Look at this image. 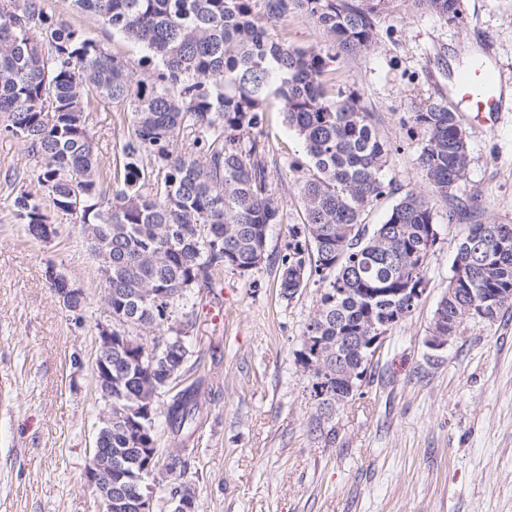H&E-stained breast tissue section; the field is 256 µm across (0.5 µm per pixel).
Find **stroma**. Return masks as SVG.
<instances>
[{
  "label": "stroma",
  "instance_id": "35a3bbf8",
  "mask_svg": "<svg viewBox=\"0 0 512 512\" xmlns=\"http://www.w3.org/2000/svg\"><path fill=\"white\" fill-rule=\"evenodd\" d=\"M46 13L130 62L141 49L109 36L70 0H43ZM464 22L404 4L382 15L365 54L341 60L338 85L356 90L394 148L386 179L418 192L421 137L411 112L447 101L455 69L479 57L512 91V0H463ZM273 33L289 46L333 52L312 20L294 15ZM470 163L459 190L479 195L484 218L512 224V109L485 126L465 112ZM126 113L99 102L89 131L104 177L122 161ZM265 163L282 212L267 251L288 249L301 223L299 180L307 158L279 103L261 117ZM24 142L0 131V512H103L86 481L104 407L94 386L103 321L97 263L74 216L46 206L58 236L31 239L13 200L44 197ZM467 223L443 224L430 256L426 292L386 334L353 396L311 429L313 377L296 360L317 302L309 284L293 299L276 265L246 275L224 270L213 290L189 293L190 331L202 366L203 413L185 451L196 512H512V310L491 324L469 322L441 350L426 338ZM55 265L88 296L82 315L64 308L45 277Z\"/></svg>",
  "mask_w": 512,
  "mask_h": 512
}]
</instances>
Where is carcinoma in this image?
I'll return each mask as SVG.
<instances>
[{"label":"carcinoma","mask_w":512,"mask_h":512,"mask_svg":"<svg viewBox=\"0 0 512 512\" xmlns=\"http://www.w3.org/2000/svg\"><path fill=\"white\" fill-rule=\"evenodd\" d=\"M397 0H71L112 33L142 46L138 76L127 60L46 14L43 0H0V117L3 131L29 145L32 175L53 207L77 218L112 292V423L100 424L99 462L112 463V495L137 512L158 464L159 423L186 448L200 418L198 386L175 390L192 356L189 292L212 289L213 272L246 275L265 262L269 226L280 222L258 130L270 99L300 139L308 168L299 194L304 220L278 258L280 294L309 282L319 299L298 362L316 378L312 428L348 399L370 366L376 331L411 313L426 287L439 219L469 220L456 248L433 335L456 336L466 322H494L512 309V224L479 220L476 196L455 194L469 164L459 114L430 102L410 116L422 142L418 163L429 191L385 181L392 147L357 93L330 83L343 57L367 52L379 17ZM463 22L462 0H412ZM312 18L335 53L293 48L259 23ZM130 115L123 165L112 184L94 158L88 125L93 99ZM188 136L186 147L179 139ZM164 172L152 176L151 169ZM399 194L381 224L365 212ZM446 205L439 216L438 203ZM28 235L48 217L22 191L13 201Z\"/></svg>","instance_id":"1"}]
</instances>
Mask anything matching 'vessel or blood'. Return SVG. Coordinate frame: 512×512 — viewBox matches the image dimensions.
Returning a JSON list of instances; mask_svg holds the SVG:
<instances>
[{
    "instance_id": "vessel-or-blood-1",
    "label": "vessel or blood",
    "mask_w": 512,
    "mask_h": 512,
    "mask_svg": "<svg viewBox=\"0 0 512 512\" xmlns=\"http://www.w3.org/2000/svg\"><path fill=\"white\" fill-rule=\"evenodd\" d=\"M501 85L502 78L496 68L483 64L453 80L451 95L458 109L476 113L488 125L498 117Z\"/></svg>"
}]
</instances>
